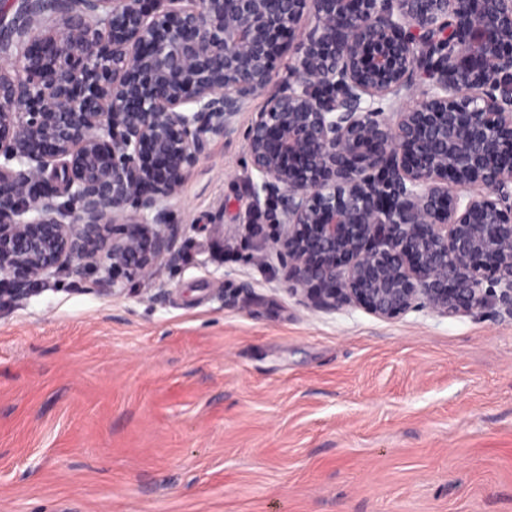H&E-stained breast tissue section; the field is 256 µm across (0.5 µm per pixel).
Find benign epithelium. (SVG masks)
<instances>
[{"label":"benign epithelium","instance_id":"7a95c632","mask_svg":"<svg viewBox=\"0 0 512 512\" xmlns=\"http://www.w3.org/2000/svg\"><path fill=\"white\" fill-rule=\"evenodd\" d=\"M263 94L252 192L289 292L512 314V0H0V305L175 261L166 201Z\"/></svg>","mask_w":512,"mask_h":512}]
</instances>
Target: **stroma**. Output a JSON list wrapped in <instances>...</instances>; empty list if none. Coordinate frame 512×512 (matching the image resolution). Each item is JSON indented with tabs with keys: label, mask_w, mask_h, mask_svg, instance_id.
I'll return each instance as SVG.
<instances>
[{
	"label": "stroma",
	"mask_w": 512,
	"mask_h": 512,
	"mask_svg": "<svg viewBox=\"0 0 512 512\" xmlns=\"http://www.w3.org/2000/svg\"><path fill=\"white\" fill-rule=\"evenodd\" d=\"M262 105L169 201L176 263L0 306V512H512V316L303 305L246 222Z\"/></svg>",
	"instance_id": "obj_1"
}]
</instances>
